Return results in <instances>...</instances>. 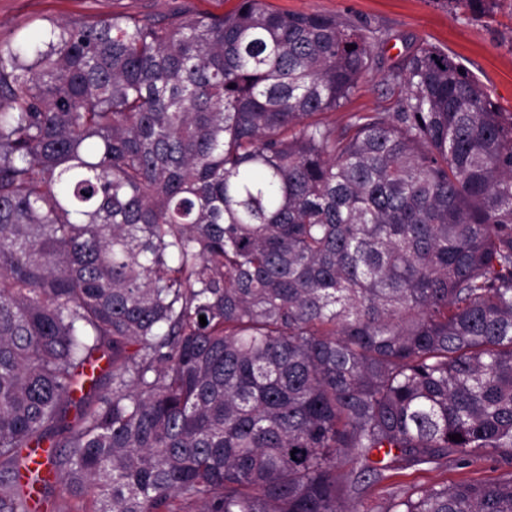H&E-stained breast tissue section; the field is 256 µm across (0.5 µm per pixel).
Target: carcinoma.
Instances as JSON below:
<instances>
[{"label": "carcinoma", "instance_id": "carcinoma-1", "mask_svg": "<svg viewBox=\"0 0 512 512\" xmlns=\"http://www.w3.org/2000/svg\"><path fill=\"white\" fill-rule=\"evenodd\" d=\"M373 38L239 0L0 45V512H360L451 455L504 473L370 512H512V112L421 44L336 126ZM183 3L198 12L222 15L232 11L238 0H182Z\"/></svg>", "mask_w": 512, "mask_h": 512}]
</instances>
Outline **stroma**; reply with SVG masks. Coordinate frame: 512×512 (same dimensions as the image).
I'll list each match as a JSON object with an SVG mask.
<instances>
[{"mask_svg": "<svg viewBox=\"0 0 512 512\" xmlns=\"http://www.w3.org/2000/svg\"><path fill=\"white\" fill-rule=\"evenodd\" d=\"M281 11L331 14L367 29L378 31L372 45L376 59L359 91L336 111L337 124H344L354 112H389L394 96L386 86L388 71L415 42L424 40L458 61L476 76L489 96L512 112V0H500L487 16L473 17L463 10L449 9L446 0H269ZM172 0H0V44L19 33L32 34L53 23H82L106 20L115 15H163ZM502 474L493 458L466 466L449 461L434 470L416 468L389 471L384 486L366 493L373 499L383 487L409 490L434 482L491 483Z\"/></svg>", "mask_w": 512, "mask_h": 512, "instance_id": "obj_1", "label": "stroma"}]
</instances>
